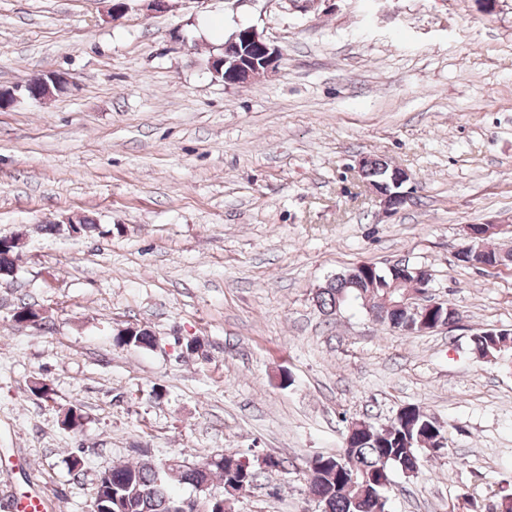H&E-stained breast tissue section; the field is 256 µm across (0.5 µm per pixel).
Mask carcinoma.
I'll list each match as a JSON object with an SVG mask.
<instances>
[{"label":"carcinoma","instance_id":"obj_1","mask_svg":"<svg viewBox=\"0 0 512 512\" xmlns=\"http://www.w3.org/2000/svg\"><path fill=\"white\" fill-rule=\"evenodd\" d=\"M15 247L0 245V277L13 275ZM392 275L387 269L374 265L354 266L319 289L314 297L321 313L332 318L336 310L366 299L373 300L372 309L379 308L385 299L398 303L402 288L391 287ZM456 310L442 306L426 314L413 315L407 309L391 308L382 321L394 329L421 331L420 324L439 320H453ZM119 346L133 345L149 348L154 337L150 330L138 328L122 331L115 336ZM475 358L482 363H499L512 359V332L483 330L471 338ZM61 425L79 430L85 416L73 407L62 412ZM444 439L443 429L435 426L427 413L419 408L404 418L403 423L374 427L358 436L350 454L356 468L344 465L342 454L317 455L309 464L311 477L307 479L308 496L318 503L320 512H385L391 470L420 471L422 455ZM221 463L201 469L181 460H141L136 463L115 465L97 476L98 496L90 499L88 512H182V497L172 491L174 483L192 488L211 483L218 478L224 483L248 490L258 472H282L284 461L267 454L248 462L241 453L226 451L219 455Z\"/></svg>","mask_w":512,"mask_h":512}]
</instances>
